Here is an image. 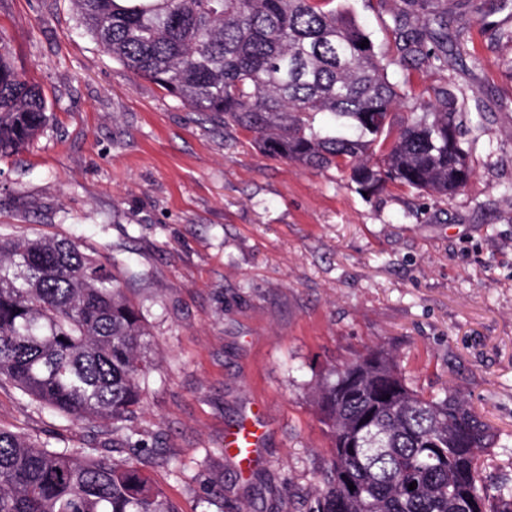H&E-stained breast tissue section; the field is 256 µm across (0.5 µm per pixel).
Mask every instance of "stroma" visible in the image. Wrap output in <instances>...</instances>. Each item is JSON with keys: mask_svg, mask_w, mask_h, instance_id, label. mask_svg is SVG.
Here are the masks:
<instances>
[{"mask_svg": "<svg viewBox=\"0 0 512 512\" xmlns=\"http://www.w3.org/2000/svg\"><path fill=\"white\" fill-rule=\"evenodd\" d=\"M392 57L394 0H333ZM469 54L447 73L393 61L391 81L440 83L485 113L473 175L438 198L397 185L361 195L348 173L263 154L157 84L131 79L79 27L71 0H0V38L37 83L48 121L0 157V233L68 237L111 265L151 333L152 378L134 425L161 457L147 474L179 512L224 486L242 512H306L330 456L310 390L366 349L395 351L409 383L460 388L498 436L489 483L512 482V7L443 0ZM253 418V478L224 436ZM0 426L88 448L75 424L0 381Z\"/></svg>", "mask_w": 512, "mask_h": 512, "instance_id": "obj_1", "label": "stroma"}]
</instances>
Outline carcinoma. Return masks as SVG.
Masks as SVG:
<instances>
[{"mask_svg":"<svg viewBox=\"0 0 512 512\" xmlns=\"http://www.w3.org/2000/svg\"><path fill=\"white\" fill-rule=\"evenodd\" d=\"M72 2L126 72L268 156L347 171L369 197L390 183L448 197L472 175L457 94L390 82L391 61L360 47L370 35L333 0ZM391 22L399 61L448 70L438 0H401ZM401 105L410 117L396 124ZM46 108L0 40V156L40 133ZM319 114L330 122L315 125ZM149 346L108 264L70 238L0 236V379L73 423H112L128 450L56 449L0 428V512H178L142 468L157 449L132 425ZM312 396L332 448L308 512H512V488L482 486L497 436L458 388L426 395L376 347L329 368Z\"/></svg>","mask_w":512,"mask_h":512,"instance_id":"carcinoma-1","label":"carcinoma"}]
</instances>
